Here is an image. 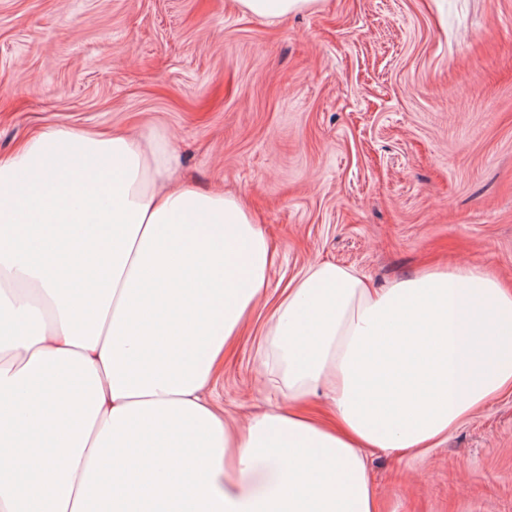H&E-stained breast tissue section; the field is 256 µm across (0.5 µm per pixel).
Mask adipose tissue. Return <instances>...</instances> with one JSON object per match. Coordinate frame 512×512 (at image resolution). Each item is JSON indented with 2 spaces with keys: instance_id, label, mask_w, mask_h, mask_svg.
<instances>
[{
  "instance_id": "1",
  "label": "adipose tissue",
  "mask_w": 512,
  "mask_h": 512,
  "mask_svg": "<svg viewBox=\"0 0 512 512\" xmlns=\"http://www.w3.org/2000/svg\"><path fill=\"white\" fill-rule=\"evenodd\" d=\"M275 254L168 137L65 127L0 158V512H379L365 450L435 447L512 390V288L316 262L267 323L290 407L205 392ZM324 392L336 422L300 408Z\"/></svg>"
}]
</instances>
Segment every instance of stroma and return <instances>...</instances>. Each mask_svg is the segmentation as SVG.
I'll return each mask as SVG.
<instances>
[{"label": "stroma", "instance_id": "35a3bbf8", "mask_svg": "<svg viewBox=\"0 0 512 512\" xmlns=\"http://www.w3.org/2000/svg\"><path fill=\"white\" fill-rule=\"evenodd\" d=\"M171 138L239 195L276 260L211 388L227 419L287 408L260 364L308 265L382 287L474 265L512 285V0H0V156L48 127ZM379 512H512V392L411 458L368 452ZM315 0H234L242 10L260 17H281L308 8Z\"/></svg>", "mask_w": 512, "mask_h": 512}]
</instances>
